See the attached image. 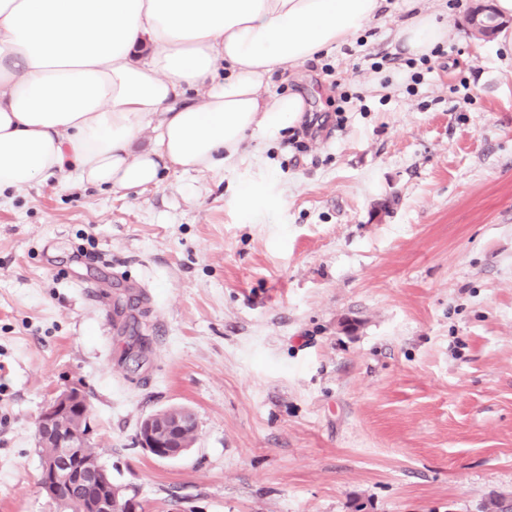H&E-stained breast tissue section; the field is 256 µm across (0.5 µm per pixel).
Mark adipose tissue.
I'll return each mask as SVG.
<instances>
[{"label":"adipose tissue","instance_id":"obj_1","mask_svg":"<svg viewBox=\"0 0 512 512\" xmlns=\"http://www.w3.org/2000/svg\"><path fill=\"white\" fill-rule=\"evenodd\" d=\"M384 0H0V196L49 178L112 191L234 168L307 110L270 86L350 42ZM393 37H448L419 7Z\"/></svg>","mask_w":512,"mask_h":512}]
</instances>
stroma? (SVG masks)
Returning a JSON list of instances; mask_svg holds the SVG:
<instances>
[{
	"instance_id": "obj_1",
	"label": "stroma",
	"mask_w": 512,
	"mask_h": 512,
	"mask_svg": "<svg viewBox=\"0 0 512 512\" xmlns=\"http://www.w3.org/2000/svg\"><path fill=\"white\" fill-rule=\"evenodd\" d=\"M476 4L419 84L371 68L406 0L275 78L319 110L302 147L252 143L260 165L0 200V512H61L36 420L71 387L143 512L512 501V52L473 36ZM348 89L366 109L340 127ZM174 406L196 442L160 460L136 434Z\"/></svg>"
}]
</instances>
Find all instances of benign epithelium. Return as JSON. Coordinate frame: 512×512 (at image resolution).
<instances>
[{"mask_svg": "<svg viewBox=\"0 0 512 512\" xmlns=\"http://www.w3.org/2000/svg\"><path fill=\"white\" fill-rule=\"evenodd\" d=\"M495 17L471 16V28L478 34L488 35L495 28ZM88 413L82 392L77 388L63 391L42 408L36 422L37 435L53 442L51 454L41 457L39 484L42 490L69 509L73 503L60 494L64 487H91L101 464L88 457L90 428L73 426L72 413ZM197 429L195 414L187 409L170 414L162 410L145 417L139 427L137 443L152 456L169 460L188 452L181 441V434ZM80 512H139V502L123 493L119 486L108 492L88 494L80 504Z\"/></svg>", "mask_w": 512, "mask_h": 512, "instance_id": "benign-epithelium-1", "label": "benign epithelium"}]
</instances>
